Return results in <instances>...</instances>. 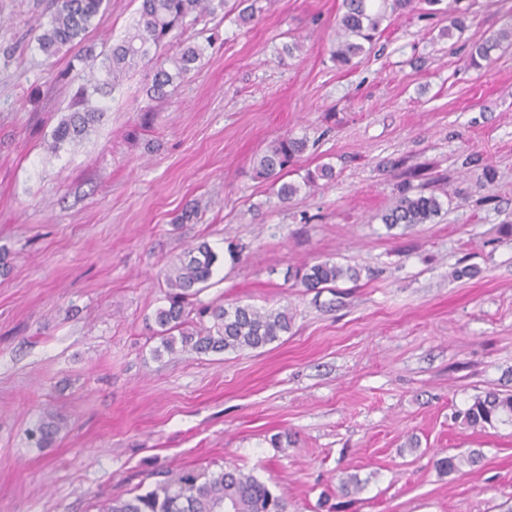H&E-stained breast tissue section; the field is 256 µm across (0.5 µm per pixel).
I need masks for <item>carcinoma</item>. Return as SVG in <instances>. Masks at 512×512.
Returning a JSON list of instances; mask_svg holds the SVG:
<instances>
[{
	"instance_id": "1",
	"label": "carcinoma",
	"mask_w": 512,
	"mask_h": 512,
	"mask_svg": "<svg viewBox=\"0 0 512 512\" xmlns=\"http://www.w3.org/2000/svg\"><path fill=\"white\" fill-rule=\"evenodd\" d=\"M228 0H141L139 17L131 31L112 46L110 54L101 58L90 56L89 78L81 86L78 108L68 113L51 134L53 150L81 141L99 118V109L91 98L105 97L116 91L125 74L143 63L154 62L146 93L153 98L168 95L167 88L184 79L203 56L205 47L189 45L172 56L157 58L164 41L174 33L214 17L226 8ZM499 5L503 27L487 38L470 43L466 66L481 71L492 62V51L512 47V0H492ZM413 0H342L343 13L337 23L336 41L331 60L342 66L352 65L363 49L372 42L387 13L411 7ZM462 0H448V28L442 35L453 39L468 25L471 6ZM108 6V0H50V18L37 37L41 51L51 56L61 46L84 39L95 20ZM304 138L284 137L277 141L258 161L255 174L259 178L278 179L306 150ZM335 172L329 165L309 172L303 184L282 183L277 191L281 202L292 200L302 188H313L318 181H331ZM408 182L399 186L398 199L381 220L389 228L406 229L428 224L439 216L442 205L433 195L411 193ZM218 255L205 243L189 248L172 262L166 281L167 306L155 314L154 335L161 349L170 354L181 349L197 353H225L262 349L291 330L292 316L288 310L263 309L251 305H229L215 299L204 303L199 294L210 287ZM344 277L355 280L359 273L329 261L304 264L294 278L309 290L334 288ZM464 424L473 429L512 423V391H490L473 398L460 412ZM287 512L285 498L272 491L266 483L237 467L216 472L183 471L166 475L145 492L128 499H107L99 512Z\"/></svg>"
}]
</instances>
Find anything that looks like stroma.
Segmentation results:
<instances>
[{"mask_svg": "<svg viewBox=\"0 0 512 512\" xmlns=\"http://www.w3.org/2000/svg\"><path fill=\"white\" fill-rule=\"evenodd\" d=\"M48 4L0 0V512H97L158 472L227 466L288 512H512V425L459 416L512 389V50L465 69L447 16L415 10L342 68L341 0H259L250 23L182 34L214 44L167 98L147 97L140 66L93 98L88 136L54 151L85 52H109L140 2L109 0L50 57L36 40ZM286 136L309 142L286 181L324 165L336 178L283 204L255 166ZM405 179L442 210L390 229ZM201 241L218 255L201 300L288 309V334L155 356L168 264ZM323 261L358 280L309 291L288 277ZM464 266L476 275L454 278ZM49 415L59 430L41 446ZM472 449L477 462L437 465Z\"/></svg>", "mask_w": 512, "mask_h": 512, "instance_id": "obj_1", "label": "stroma"}]
</instances>
